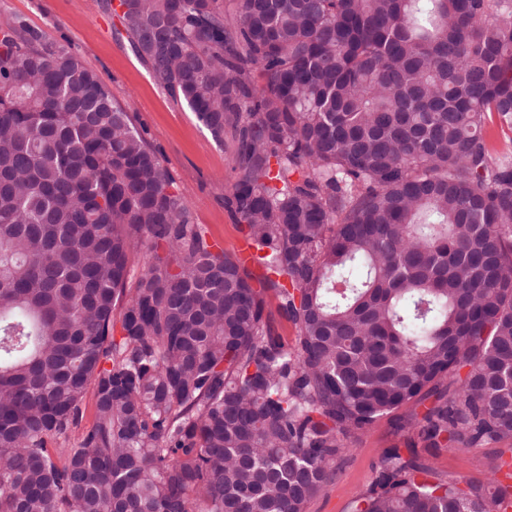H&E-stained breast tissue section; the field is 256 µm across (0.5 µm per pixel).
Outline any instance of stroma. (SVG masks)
I'll return each instance as SVG.
<instances>
[{"label": "stroma", "mask_w": 512, "mask_h": 512, "mask_svg": "<svg viewBox=\"0 0 512 512\" xmlns=\"http://www.w3.org/2000/svg\"><path fill=\"white\" fill-rule=\"evenodd\" d=\"M0 16L21 17L50 39L70 45L131 112L148 145L171 171L191 223L224 251L237 253L243 235L224 206V186L233 179L232 142L216 144L194 113L155 82L120 36L119 19L99 0H0ZM348 446L336 463L335 476L308 501L304 512H353L355 498L369 489L389 448L416 449L421 463L439 477L479 486L491 481L499 460L512 459V443L428 448L403 409L379 418L349 439Z\"/></svg>", "instance_id": "1"}]
</instances>
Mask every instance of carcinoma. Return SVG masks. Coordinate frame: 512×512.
Masks as SVG:
<instances>
[{
    "instance_id": "1",
    "label": "carcinoma",
    "mask_w": 512,
    "mask_h": 512,
    "mask_svg": "<svg viewBox=\"0 0 512 512\" xmlns=\"http://www.w3.org/2000/svg\"><path fill=\"white\" fill-rule=\"evenodd\" d=\"M119 7L234 144L252 265L190 222L95 71L0 18V512H304L399 408L436 450L512 442V149L485 131H512V0ZM505 492L389 448L354 512Z\"/></svg>"
}]
</instances>
